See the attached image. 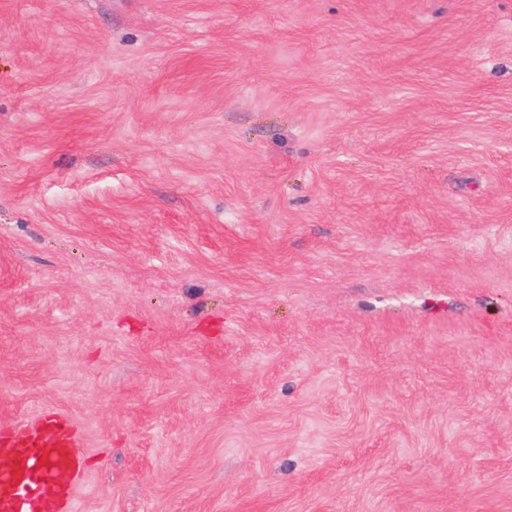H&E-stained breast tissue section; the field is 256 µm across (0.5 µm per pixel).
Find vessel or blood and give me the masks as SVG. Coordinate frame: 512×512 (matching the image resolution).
<instances>
[{
    "label": "vessel or blood",
    "mask_w": 512,
    "mask_h": 512,
    "mask_svg": "<svg viewBox=\"0 0 512 512\" xmlns=\"http://www.w3.org/2000/svg\"><path fill=\"white\" fill-rule=\"evenodd\" d=\"M0 512H63L82 473V441L63 417L0 430Z\"/></svg>",
    "instance_id": "vessel-or-blood-1"
}]
</instances>
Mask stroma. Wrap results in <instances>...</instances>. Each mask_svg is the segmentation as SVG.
<instances>
[{
    "instance_id": "1",
    "label": "stroma",
    "mask_w": 512,
    "mask_h": 512,
    "mask_svg": "<svg viewBox=\"0 0 512 512\" xmlns=\"http://www.w3.org/2000/svg\"><path fill=\"white\" fill-rule=\"evenodd\" d=\"M72 512H512V0H0V426ZM0 447L7 461L0 466V512L69 509L72 481L83 472V447L65 418L3 429ZM42 456L46 464H40Z\"/></svg>"
}]
</instances>
